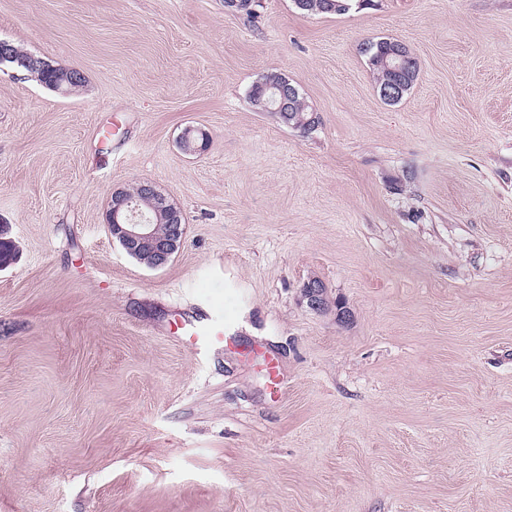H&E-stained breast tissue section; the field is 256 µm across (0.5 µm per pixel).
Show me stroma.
Here are the masks:
<instances>
[{"label": "stroma", "instance_id": "1", "mask_svg": "<svg viewBox=\"0 0 512 512\" xmlns=\"http://www.w3.org/2000/svg\"><path fill=\"white\" fill-rule=\"evenodd\" d=\"M0 38L85 77L0 71V512H512V0H0ZM143 179L187 224L160 269L106 224ZM308 1L313 3L312 10L300 9V8L306 7L305 0H296L295 4L300 10L305 11V12H311V13H317V14H336V15L347 14L348 12H344V10H346V11H351L353 9L359 10V9L363 8L364 6H366V4H367L366 0H345V1H347V3H338L341 7L344 8V10L340 7L336 8V10H332L331 8L323 9L322 4H323V2H326L324 0H308ZM395 42L396 41H391L389 39H380L375 42H370L365 49V51L370 55L369 60L377 75V83L384 80L385 77V73L381 65L382 60L384 69L389 74L388 78L379 87L380 97L387 102L396 101L402 96L403 90L406 86V81L411 75L412 58L410 55L414 57L406 45H399L392 49ZM414 59L417 74H414L410 79L405 92L407 90L410 91L418 76L417 61L415 57ZM281 79H283V77H281L280 75H274V74H271V75H267V76H264L261 81L257 82L253 89H252V92H251V95H250V100H251V103L259 108V106H257L255 104V101L254 100H263V101H266L268 100L270 102V108H275L276 105H274V100L276 98H278V95H277V84L280 83ZM278 92L280 98L275 111H281L284 107H288V105L293 104L299 95L295 107L292 108L289 112H286L287 115L281 117L276 113L283 124L288 125L287 123H289L290 125H294L300 117L305 119L311 118L313 111L306 104L303 96L299 94V91L296 87L283 83L278 86ZM225 325L223 313L199 306L195 319L178 324L174 333L180 330L177 336L180 342L188 346L197 357L204 358L215 345L229 337L226 336Z\"/></svg>", "mask_w": 512, "mask_h": 512}]
</instances>
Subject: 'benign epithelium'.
I'll list each match as a JSON object with an SVG mask.
<instances>
[{
    "instance_id": "7a95c632",
    "label": "benign epithelium",
    "mask_w": 512,
    "mask_h": 512,
    "mask_svg": "<svg viewBox=\"0 0 512 512\" xmlns=\"http://www.w3.org/2000/svg\"><path fill=\"white\" fill-rule=\"evenodd\" d=\"M25 62L27 59L18 56L9 41L0 39V67L13 68ZM411 65L412 58L402 45L391 49L385 55L383 66L388 78L379 87V95L383 100L393 102L402 96L406 81L411 75ZM137 190L138 195L135 197L122 188L112 192L110 209L106 215L107 224L112 238L118 241L129 256L151 269H160L177 252L186 233V225L172 224L169 234H159L158 226L152 223L140 206L146 198L159 205L165 201L166 196L150 180L140 181ZM321 288L322 282L315 279L304 285V298L313 310L320 309L318 298Z\"/></svg>"
}]
</instances>
